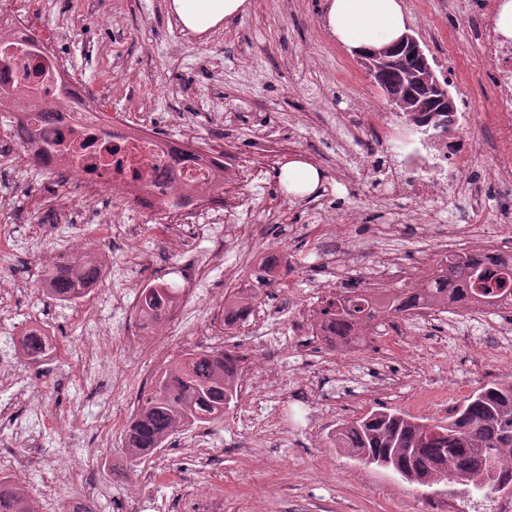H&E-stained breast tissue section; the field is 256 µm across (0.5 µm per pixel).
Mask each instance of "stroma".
I'll list each match as a JSON object with an SVG mask.
<instances>
[{"instance_id": "35a3bbf8", "label": "stroma", "mask_w": 512, "mask_h": 512, "mask_svg": "<svg viewBox=\"0 0 512 512\" xmlns=\"http://www.w3.org/2000/svg\"><path fill=\"white\" fill-rule=\"evenodd\" d=\"M240 17L205 34L183 32L169 21V0H46L45 23L60 27L63 51L81 71L90 96H104L108 107L144 117L157 113L155 126L166 139L192 130L197 140L223 145L228 162L243 170L241 203L230 221L237 237L221 243L210 224H176L179 251L157 250L151 269L134 262L131 233L142 224L129 214L120 236L104 255L105 275L94 290L74 303L48 299L39 291L44 268L40 257L69 254L73 240L97 248L94 225L84 223L78 195L53 176L30 170L27 191L13 200L7 243L0 267V360L19 371L29 396L44 411L75 403L81 421L46 430L32 452L53 461L56 481L89 478L105 494L96 512H125L139 493L150 503L135 512H183L174 486L189 482L195 491H220L224 512H512V490L491 496L450 495L444 485L422 492L390 470L364 466L334 448L329 436L337 421L371 410L390 408L437 423L451 407L490 381H512V368L496 364L493 317L470 320L465 313L438 324L416 327L391 318L376 327L369 344L340 353L313 338L307 324L324 298L329 269L321 266L322 249L313 225L335 220L336 247L345 273L362 281L376 266L389 267L387 285L403 287L391 260L411 263L430 252L432 237L416 232L414 208L394 201L379 179L355 182L350 173L357 158L371 153V136L345 135L343 120L359 112H384L388 105L359 59L339 45L323 20L324 0H248ZM408 28L438 76L458 75L449 90L465 99L472 123L461 124L458 137L473 140L477 150L467 182L458 184L436 211L438 227H449L458 211L482 212L491 231H499V208L512 186L487 183L490 165L512 160V128L500 115L512 101L497 93L493 72L480 63L478 23L465 0H402ZM292 149L280 155L281 142ZM301 157L324 173L310 196L285 194L279 171L287 159ZM54 194L64 200L69 221L59 224L52 209L37 210L32 196ZM279 200L281 213L266 208ZM223 248V265L210 268L204 295L192 305L183 326L170 330L166 359L154 358L153 328L133 325L129 346H102L103 369L83 376L77 358L66 350L92 335L98 322L123 327L124 319L105 304L107 291L137 295L147 283H181L187 264ZM266 251L287 262L280 284L262 293L250 318L221 336L199 338L209 322L211 299L227 295L228 283L248 286ZM40 322L57 336L61 353L47 364L30 366L13 358L7 340L26 324ZM272 332V347L258 336ZM230 348L243 357L256 380L276 378L285 403L261 409L260 415L280 432L278 443L249 447V434L238 423L239 408L252 405L241 395L218 424L206 425L210 455L201 460L184 444V434L135 467L119 481L114 469L130 467L120 429L101 436L95 422L100 406L120 413L127 397L140 392L142 371L157 373L167 361L190 350ZM355 397L356 409L343 401ZM167 479L145 484L155 469Z\"/></svg>"}]
</instances>
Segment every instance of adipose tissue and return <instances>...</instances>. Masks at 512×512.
Masks as SVG:
<instances>
[{
  "mask_svg": "<svg viewBox=\"0 0 512 512\" xmlns=\"http://www.w3.org/2000/svg\"><path fill=\"white\" fill-rule=\"evenodd\" d=\"M169 14L183 30L202 34L244 13L246 0H170ZM324 23L332 37L355 56L395 43L407 31L400 0H325ZM324 178L308 161L293 159L280 172L286 194H314Z\"/></svg>",
  "mask_w": 512,
  "mask_h": 512,
  "instance_id": "obj_1",
  "label": "adipose tissue"
}]
</instances>
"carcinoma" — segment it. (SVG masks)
Listing matches in <instances>:
<instances>
[{"instance_id": "carcinoma-1", "label": "carcinoma", "mask_w": 512, "mask_h": 512, "mask_svg": "<svg viewBox=\"0 0 512 512\" xmlns=\"http://www.w3.org/2000/svg\"><path fill=\"white\" fill-rule=\"evenodd\" d=\"M426 74L409 57H397L384 74L387 90L409 110L425 114L431 126L454 125L456 105L425 84ZM479 256L453 258L421 288L384 289L375 301H354L338 294L322 299L316 310L332 346H362V331L378 320L408 318L419 308L448 312L453 307L512 302V255L500 258L503 272L488 273ZM276 258L262 262L255 271V285L243 288L224 302V326L232 327L252 310L259 288L271 284ZM100 264L83 259H63L47 267L42 292L60 302H75L97 285ZM181 289L166 282L150 284L139 292L140 317L151 324L161 321L177 303ZM50 334L29 328L18 339L20 358L45 364L54 356ZM242 356L230 350H191L167 365L139 397V409L128 422L123 441L128 457L144 461L175 433L224 420L226 407L235 403ZM333 446L352 458L381 456L404 468L402 479L431 488L440 483L458 484L466 490L493 493L486 484L494 470L500 484L512 486V382H492L468 396L448 416L446 424L376 410L344 420L332 431ZM0 512H35L25 490L0 476Z\"/></svg>"}]
</instances>
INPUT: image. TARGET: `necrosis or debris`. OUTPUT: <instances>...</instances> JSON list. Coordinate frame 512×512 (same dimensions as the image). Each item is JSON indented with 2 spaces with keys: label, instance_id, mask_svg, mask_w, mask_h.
I'll list each match as a JSON object with an SVG mask.
<instances>
[{
  "label": "necrosis or debris",
  "instance_id": "1",
  "mask_svg": "<svg viewBox=\"0 0 512 512\" xmlns=\"http://www.w3.org/2000/svg\"><path fill=\"white\" fill-rule=\"evenodd\" d=\"M470 7L480 17V56L494 67L502 96L512 95V44L497 39L494 29L496 0H472ZM38 10L0 7V50L34 45L36 54L24 67L0 69V94L12 100L62 103L60 126L44 129L28 149H20L11 140L0 141V165L27 170L26 151H42L50 159L48 166L61 183L79 193L82 211L88 223L101 227L103 237H110L112 227L124 223L129 212H137L144 223L153 225L155 239L167 248H175L170 235L173 223L196 224L206 219L220 223L226 196L240 182L237 172L229 170L218 146L187 152L173 160L168 140L157 136L152 124L133 121L129 114L110 110L91 101L85 81L70 68L62 55L61 31L42 27ZM379 123L386 133L384 142L402 162L387 169V186L396 200L417 207L422 214L434 212L451 186L459 183L473 155L469 143H451L444 138L418 139L395 135L396 113L382 112ZM108 127L109 137L94 148H84V141ZM63 148H54L56 139ZM173 166L174 177L165 185L156 184L154 175L165 166ZM110 196L112 207L103 211L101 199ZM467 232L437 240L431 260L406 266L408 281L432 277L448 256L465 253L495 258L512 252V237L486 234L477 211L459 215ZM0 391L11 398L0 404V416H11L16 404H25L30 422L12 429L17 447L33 445V423L43 420L40 405L26 402L21 377L0 368Z\"/></svg>",
  "mask_w": 512,
  "mask_h": 512
}]
</instances>
